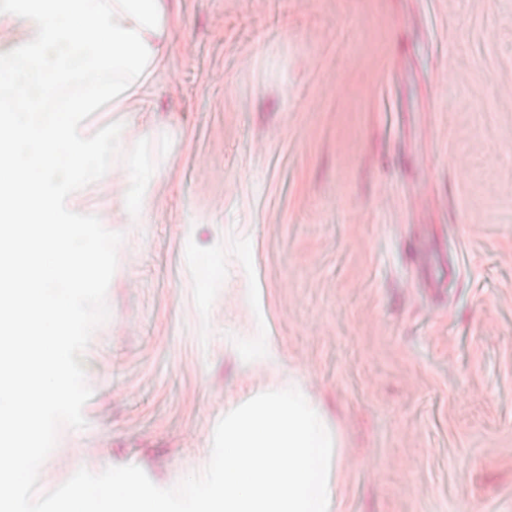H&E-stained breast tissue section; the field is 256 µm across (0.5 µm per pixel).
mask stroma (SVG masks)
<instances>
[{"label":"stroma","instance_id":"stroma-1","mask_svg":"<svg viewBox=\"0 0 512 512\" xmlns=\"http://www.w3.org/2000/svg\"><path fill=\"white\" fill-rule=\"evenodd\" d=\"M123 163L70 195L125 239L83 365L79 468L200 472L288 372L340 438L344 512H512V0H167ZM275 368L255 366L262 341Z\"/></svg>","mask_w":512,"mask_h":512}]
</instances>
